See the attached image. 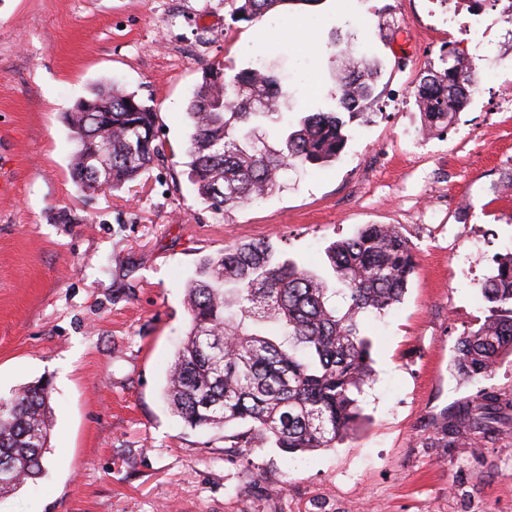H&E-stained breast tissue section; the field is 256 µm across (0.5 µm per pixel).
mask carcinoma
<instances>
[{"instance_id":"carcinoma-1","label":"carcinoma","mask_w":512,"mask_h":512,"mask_svg":"<svg viewBox=\"0 0 512 512\" xmlns=\"http://www.w3.org/2000/svg\"><path fill=\"white\" fill-rule=\"evenodd\" d=\"M234 14L254 22L320 0H236ZM343 69L328 110L309 112L295 127L276 128V144L252 139L288 96L279 77L257 68L233 74L202 69L186 114L188 176L216 213L263 199L291 168L336 160L349 125L370 109L377 66ZM474 89L473 64L425 71L415 100L423 130L448 127ZM157 112L117 85L100 86L66 116L74 134L70 173L83 190H112L136 180L162 156ZM325 254L336 282L283 257L269 242L235 243L203 259L186 288L189 330L167 369L165 397L191 427L250 425L252 437L283 452L334 448L357 432L364 415L358 395L372 378V337L366 318L402 300L415 271V247L400 227L366 224L330 244ZM479 291L489 315L456 342L453 368L464 381L488 377L512 355V252L495 258ZM0 413V495L16 492L45 471L52 427L51 392L37 380L21 385ZM512 422V397L480 390L448 415V437L464 445L491 440Z\"/></svg>"}]
</instances>
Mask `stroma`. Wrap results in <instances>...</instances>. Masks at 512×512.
<instances>
[{
  "instance_id": "1",
  "label": "stroma",
  "mask_w": 512,
  "mask_h": 512,
  "mask_svg": "<svg viewBox=\"0 0 512 512\" xmlns=\"http://www.w3.org/2000/svg\"><path fill=\"white\" fill-rule=\"evenodd\" d=\"M232 0H0V398L41 379L52 452L0 512H512V425L457 447L435 429L480 388L512 395V356L482 384L452 368L488 314L477 285L512 251V22L473 62L484 82L444 132L415 105L425 68L469 51L446 0H319L261 22ZM272 35L260 39V29ZM357 32L384 61L370 118L340 159L289 172L280 190L215 216L188 177L186 107L202 67L289 77L279 121L331 106L334 41ZM117 83L158 113L163 155L122 188L70 176L64 114ZM394 224L417 269L374 338L366 418L333 448L291 455L237 444L244 424L193 428L163 399L185 337L186 284L225 245L267 241L328 276L325 249Z\"/></svg>"
}]
</instances>
